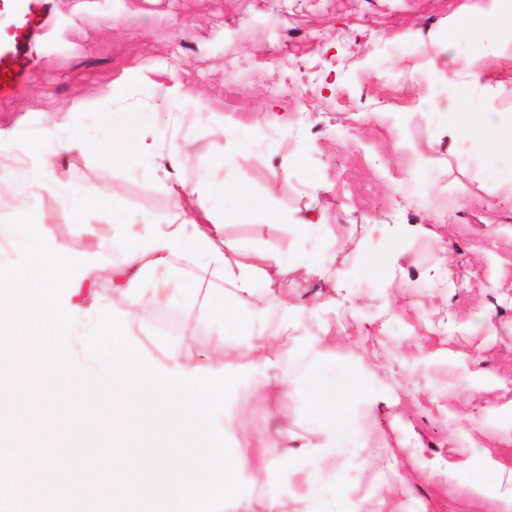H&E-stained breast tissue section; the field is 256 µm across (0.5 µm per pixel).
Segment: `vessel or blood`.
<instances>
[{"instance_id":"b4317fda","label":"vessel or blood","mask_w":512,"mask_h":512,"mask_svg":"<svg viewBox=\"0 0 512 512\" xmlns=\"http://www.w3.org/2000/svg\"><path fill=\"white\" fill-rule=\"evenodd\" d=\"M45 0H0V98L11 97L26 81L19 61L44 27Z\"/></svg>"}]
</instances>
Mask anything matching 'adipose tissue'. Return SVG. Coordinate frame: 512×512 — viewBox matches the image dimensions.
Instances as JSON below:
<instances>
[{
    "mask_svg": "<svg viewBox=\"0 0 512 512\" xmlns=\"http://www.w3.org/2000/svg\"><path fill=\"white\" fill-rule=\"evenodd\" d=\"M461 37L470 38L482 58L497 57L501 40H512V0H493L492 7L483 11L456 12L448 25L443 52H450ZM461 133L490 150L512 152V114L476 113ZM42 138L47 150H36L25 171L0 169V198L9 199L15 217L26 224L34 221L35 199L61 185L60 179L46 180V172L56 168L59 157L84 146L79 131L64 136L54 123L44 126ZM154 146L151 129L126 122L112 132V162L127 170L135 169L141 156L151 154ZM218 189L205 180L190 185L176 182L171 191L177 205L165 223L152 225L143 236L133 232L131 225L113 224L112 239L123 246L119 265L106 266L99 252H89L70 261V276L65 282L60 279V268L46 236L31 231L24 246L29 254L42 260L40 286L30 293L26 290L27 273H0V315L21 312L32 339L39 340L44 333H51L55 346L43 357V368L50 374L63 375L69 386L77 387L87 377L86 370L74 364L82 352L78 338L96 324L98 315L87 306L73 303V296L87 281L108 273L117 297L136 306L141 317L147 318L163 308L166 298L163 289L148 294L139 288L144 271L171 272L181 268L189 271L194 292H223L224 307L219 312L224 315V328L238 331L246 342L230 346L221 341L193 352L170 347L164 352L165 368L186 373L197 367L219 370L243 363L276 368L287 355L288 347L278 337L261 331L260 324L266 309L277 304L278 298L271 291L263 296L256 293V270L268 260L269 254L260 250L248 262L228 260L223 221L207 206L209 197ZM219 312L208 308L204 315L212 318ZM306 396L311 417L321 424L323 439L316 445H301L298 451L283 457L279 466L285 474L309 468L305 512H316L326 482L317 463L336 455L346 423L347 397L344 389L324 386L313 379L307 384Z\"/></svg>",
    "mask_w": 512,
    "mask_h": 512,
    "instance_id": "obj_1",
    "label": "adipose tissue"
}]
</instances>
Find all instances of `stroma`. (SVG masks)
<instances>
[{"instance_id":"stroma-1","label":"stroma","mask_w":512,"mask_h":512,"mask_svg":"<svg viewBox=\"0 0 512 512\" xmlns=\"http://www.w3.org/2000/svg\"><path fill=\"white\" fill-rule=\"evenodd\" d=\"M491 0H47V18L23 61L26 84L0 100V166L28 153L46 117L88 143L62 158L65 193L43 192L35 217L72 256L93 250L110 222L161 223L174 199L154 174L170 144L178 176L219 184L243 177L285 223L269 275L279 298L268 333L287 330L277 375L296 390L277 397L263 369H247L216 425L232 454L245 439L281 432L283 448H253L279 461L321 431L306 411L305 375L357 384L349 430L326 466L324 504L351 512H512V501L474 484L469 460L485 452L494 480L512 485V156L448 130L441 109L512 113V41L475 77L465 38L442 53L451 17ZM180 85L189 98L163 106ZM153 128L159 148L137 171L104 152L125 120ZM227 126L224 139L215 130ZM223 141L225 162L214 155ZM91 203L73 223L66 197ZM116 204L113 219L101 205ZM381 224L391 233L378 232ZM333 257L320 274L299 258ZM384 258L377 274L364 259ZM338 282L336 292L327 285ZM144 291L168 288L167 303L195 316L177 342L193 351L224 334L220 318L198 320L190 279L146 273ZM335 304L318 308L325 295ZM40 363L13 366L35 404L14 419L19 447L38 459L59 451L56 418L94 422L89 407L57 414ZM246 497L221 512H262L287 497L301 512L306 471L262 479L239 474Z\"/></svg>"}]
</instances>
